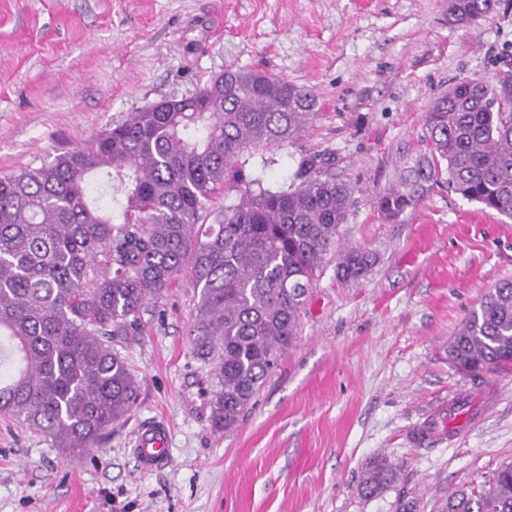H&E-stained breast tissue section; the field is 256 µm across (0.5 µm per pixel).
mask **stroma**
<instances>
[{"instance_id": "1", "label": "stroma", "mask_w": 512, "mask_h": 512, "mask_svg": "<svg viewBox=\"0 0 512 512\" xmlns=\"http://www.w3.org/2000/svg\"><path fill=\"white\" fill-rule=\"evenodd\" d=\"M512 61V0L469 30L448 0H0V175L40 167L227 68L309 90L315 113L237 166L272 187L302 158L354 190L345 224L300 310L297 336L230 434L209 422L208 369L189 332L191 273L113 340L139 383L100 447L65 452L0 414V512H438L448 493L512 462V369L498 386L459 373L448 344L512 280V220L438 183L398 219L374 199L429 153L431 102ZM372 265L336 274L338 252ZM464 397L455 420L439 410ZM170 425L172 462L143 471L135 432ZM400 464L377 496L367 463ZM371 265L370 255L356 248H349L339 254L336 263L337 275L344 280L362 277Z\"/></svg>"}]
</instances>
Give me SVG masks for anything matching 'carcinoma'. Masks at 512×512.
I'll return each instance as SVG.
<instances>
[{"mask_svg":"<svg viewBox=\"0 0 512 512\" xmlns=\"http://www.w3.org/2000/svg\"><path fill=\"white\" fill-rule=\"evenodd\" d=\"M499 3L448 0V18L469 30ZM161 103L0 176V413L72 452L96 447L135 406L137 381L112 338L132 335L185 267L198 297L193 354L211 366L209 421L236 430L293 341L352 202V187L332 177L273 190L235 168L245 149L298 135L315 111L314 96L288 80L229 68L202 97ZM426 126L430 155L375 198L378 210L397 219L445 174L452 192L512 219V63L493 84L457 81L434 99ZM217 186L239 202L201 224ZM370 265L349 248L336 271L358 279ZM448 356L467 376L512 367V281L466 316ZM399 471L374 459L360 493L380 494ZM440 512H512V464L448 494Z\"/></svg>","mask_w":512,"mask_h":512,"instance_id":"carcinoma-1","label":"carcinoma"}]
</instances>
